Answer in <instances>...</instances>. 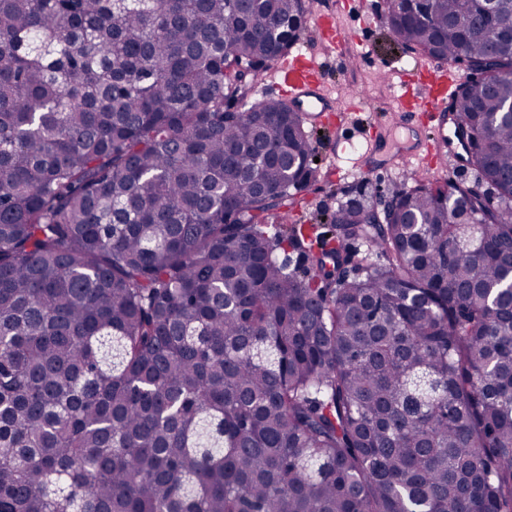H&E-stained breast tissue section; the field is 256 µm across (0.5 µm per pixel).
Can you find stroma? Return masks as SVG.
Instances as JSON below:
<instances>
[{
	"label": "stroma",
	"mask_w": 512,
	"mask_h": 512,
	"mask_svg": "<svg viewBox=\"0 0 512 512\" xmlns=\"http://www.w3.org/2000/svg\"><path fill=\"white\" fill-rule=\"evenodd\" d=\"M363 9L343 7L341 0H313L306 28L295 47L313 58L324 72L325 87L340 113L335 125L311 120L307 128L313 135L315 155L322 176L303 191L294 215L305 224L326 223L344 194H359L368 203L379 195L395 192L407 184L417 170H430L432 177L451 175L466 185L487 193L488 187L471 167H458L453 156L443 165L425 155L430 134L420 121L404 125L399 101L420 54L399 46L388 28L384 0H363ZM331 15L357 39L350 56L324 41L316 26L318 17ZM387 125V138L374 152H367L363 133L369 122ZM344 153H337V144ZM415 150L422 160L403 165L401 154Z\"/></svg>",
	"instance_id": "1"
}]
</instances>
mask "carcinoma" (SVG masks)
Wrapping results in <instances>:
<instances>
[{"label":"carcinoma","mask_w":512,"mask_h":512,"mask_svg":"<svg viewBox=\"0 0 512 512\" xmlns=\"http://www.w3.org/2000/svg\"><path fill=\"white\" fill-rule=\"evenodd\" d=\"M310 4L0 0V512H512V0L387 12L500 73L452 99L497 205L414 176L328 239L250 101Z\"/></svg>","instance_id":"cac0c4a2"}]
</instances>
